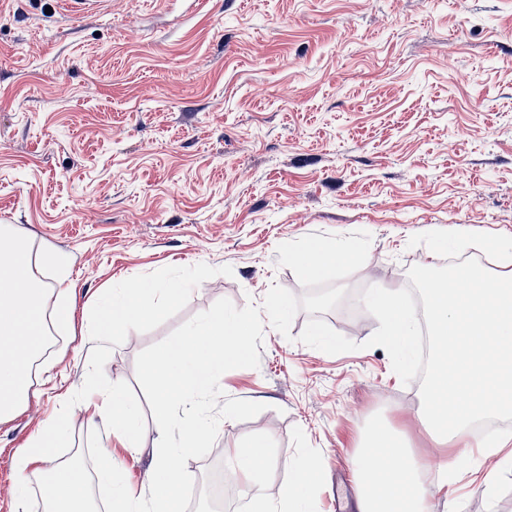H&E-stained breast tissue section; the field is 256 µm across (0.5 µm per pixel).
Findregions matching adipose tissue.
<instances>
[{
  "mask_svg": "<svg viewBox=\"0 0 512 512\" xmlns=\"http://www.w3.org/2000/svg\"><path fill=\"white\" fill-rule=\"evenodd\" d=\"M45 261L54 269L61 288L54 307H47L48 288L35 275L26 243L0 226V420L26 398L32 364L46 349L48 323L68 327L74 308L65 287L71 257L49 248ZM65 436L63 417L45 424L18 458L19 470H33L44 479L43 512H89L88 477L78 466L58 462L56 450ZM271 445L263 438L234 449L242 483L255 493V512H308L318 463L302 457L288 483L271 496L265 492V475ZM358 485L357 512H433L420 492L423 471L412 460L395 431L377 426L358 453L354 469Z\"/></svg>",
  "mask_w": 512,
  "mask_h": 512,
  "instance_id": "adipose-tissue-1",
  "label": "adipose tissue"
}]
</instances>
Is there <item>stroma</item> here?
Wrapping results in <instances>:
<instances>
[{"label":"stroma","mask_w":512,"mask_h":512,"mask_svg":"<svg viewBox=\"0 0 512 512\" xmlns=\"http://www.w3.org/2000/svg\"><path fill=\"white\" fill-rule=\"evenodd\" d=\"M40 257L68 252L72 329L53 328L55 364L32 372L28 402L0 422V512L31 506L38 475L15 455L83 384L94 346L95 291L166 266H231L206 280L157 327L130 331L104 372L128 383L148 415L137 450L112 455L147 496L159 441L136 378L146 347L218 299L261 304L272 285L304 288L279 266V244L308 234L371 235L364 265L324 313L360 350L329 355L265 327L258 368L224 373L231 398L263 403L226 420L211 452L187 470L223 469L220 512H252L229 453L270 441L269 490L301 456L320 477L312 512H354L353 460L378 423L401 431L431 468L436 512H512V473L483 461L439 491L433 465L454 454L422 426L420 380L403 384L383 347L364 288L402 289L411 266L446 265L431 243L466 229L471 248L512 238V0H105L73 14L61 0H0V225Z\"/></svg>","instance_id":"35a3bbf8"}]
</instances>
